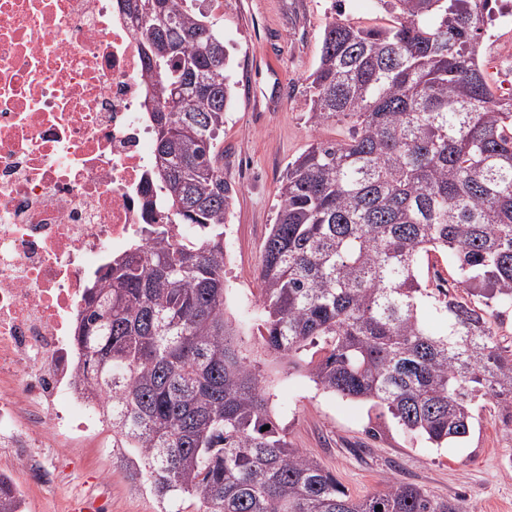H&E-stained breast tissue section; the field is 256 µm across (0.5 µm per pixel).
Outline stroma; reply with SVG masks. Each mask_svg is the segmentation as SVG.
Listing matches in <instances>:
<instances>
[{"instance_id": "35a3bbf8", "label": "stroma", "mask_w": 512, "mask_h": 512, "mask_svg": "<svg viewBox=\"0 0 512 512\" xmlns=\"http://www.w3.org/2000/svg\"><path fill=\"white\" fill-rule=\"evenodd\" d=\"M335 19L361 26L389 24L380 0H224V42L237 82L224 119L225 181L235 191L224 243L225 310L258 362L272 410L296 447L302 448L356 497L379 491L395 477L438 498H463L468 512H512V427L497 406L486 404L466 442L430 448L389 418L361 402L319 390L304 373L260 347L262 327L258 268L279 206L278 188L289 162L315 139L343 140L349 129L331 124L313 129L308 76L319 62L321 35ZM482 59L496 97L512 96V67L501 55L512 45V26L483 25ZM80 484L105 485L112 512H164L138 471L132 451L105 452L87 441L71 449Z\"/></svg>"}]
</instances>
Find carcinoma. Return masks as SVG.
Instances as JSON below:
<instances>
[{
    "label": "carcinoma",
    "instance_id": "carcinoma-1",
    "mask_svg": "<svg viewBox=\"0 0 512 512\" xmlns=\"http://www.w3.org/2000/svg\"><path fill=\"white\" fill-rule=\"evenodd\" d=\"M154 2L140 47L161 88L149 112L161 217L86 287L74 332L112 441L168 512H468L397 478L354 497L277 423L225 316L224 31L187 0ZM383 4L387 27L324 28L308 122L350 136L288 163L259 270L261 341L322 391L441 448L489 401L512 423V347L496 329L512 309V98L494 95L481 60L491 0ZM180 224L193 234L174 244ZM431 251L478 302L423 288Z\"/></svg>",
    "mask_w": 512,
    "mask_h": 512
}]
</instances>
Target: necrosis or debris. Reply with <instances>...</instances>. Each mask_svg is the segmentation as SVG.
<instances>
[{
  "instance_id": "obj_1",
  "label": "necrosis or debris",
  "mask_w": 512,
  "mask_h": 512,
  "mask_svg": "<svg viewBox=\"0 0 512 512\" xmlns=\"http://www.w3.org/2000/svg\"><path fill=\"white\" fill-rule=\"evenodd\" d=\"M149 77L119 0H0V488L112 512L66 448L109 432L72 327L87 280L152 223ZM23 468L24 480L14 476Z\"/></svg>"
}]
</instances>
